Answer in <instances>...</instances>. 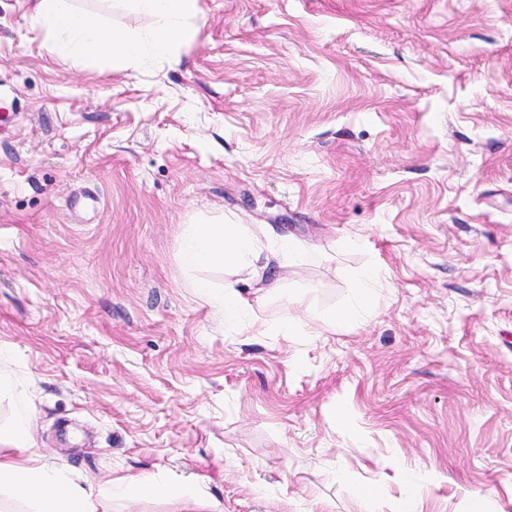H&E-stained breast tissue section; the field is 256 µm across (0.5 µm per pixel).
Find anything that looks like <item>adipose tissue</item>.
Wrapping results in <instances>:
<instances>
[{
  "label": "adipose tissue",
  "mask_w": 512,
  "mask_h": 512,
  "mask_svg": "<svg viewBox=\"0 0 512 512\" xmlns=\"http://www.w3.org/2000/svg\"><path fill=\"white\" fill-rule=\"evenodd\" d=\"M118 7L149 19L147 29L116 28L80 11L74 0H32L34 28L48 35L59 55L73 61L111 58L117 64H136L145 54L167 56L178 51L199 31L202 21L199 0H113ZM291 242L274 244L240 224L189 225L183 259L198 267H223L224 313L234 316L280 301L277 288L263 286L266 271L282 257H299ZM0 489L37 505L38 512H98L111 501V490L93 493L73 472L40 462L0 460Z\"/></svg>",
  "instance_id": "ef3b65f1"
}]
</instances>
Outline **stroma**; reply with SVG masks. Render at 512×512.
Returning <instances> with one entry per match:
<instances>
[{"mask_svg":"<svg viewBox=\"0 0 512 512\" xmlns=\"http://www.w3.org/2000/svg\"><path fill=\"white\" fill-rule=\"evenodd\" d=\"M199 6L117 68L0 0V425L110 512H512V0ZM200 220L310 252L227 320Z\"/></svg>","mask_w":512,"mask_h":512,"instance_id":"35a3bbf8","label":"stroma"}]
</instances>
